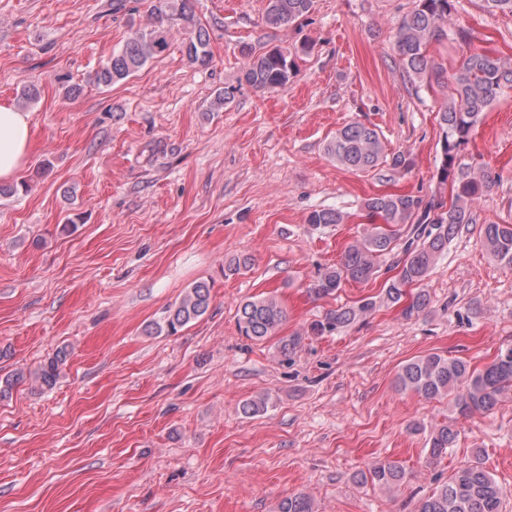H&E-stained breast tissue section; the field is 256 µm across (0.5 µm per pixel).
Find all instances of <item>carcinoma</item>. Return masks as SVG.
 <instances>
[{
  "instance_id": "cac0c4a2",
  "label": "carcinoma",
  "mask_w": 512,
  "mask_h": 512,
  "mask_svg": "<svg viewBox=\"0 0 512 512\" xmlns=\"http://www.w3.org/2000/svg\"><path fill=\"white\" fill-rule=\"evenodd\" d=\"M313 0H267L265 22L272 28H284L309 13ZM454 0H417L414 10L398 25L395 47L409 80L415 83L440 84L443 71L428 57L429 46L442 39L470 34L454 29ZM187 31L185 55L191 64L206 66L212 62L210 36L195 20L188 0H158L150 23L130 33L122 47L94 72L93 80L109 86L138 72L148 61L161 56L170 46L175 26ZM246 57L242 79L258 91L283 89L295 69L288 52L270 49L257 52L243 46ZM512 88V58L486 49L469 53L452 77L451 96L438 112L442 131L441 164L437 178L442 186L451 187V202L425 203L408 194H386L367 199L364 209L372 223L344 252L341 260L321 274L311 291L327 297L348 282L363 283L373 278L410 225L412 237L403 246L402 272L382 289V299L391 304L401 302L405 286L423 283L448 251V243L473 223V205L490 189L483 169L462 161L460 151L467 144L484 112L498 98L502 89ZM325 150L336 164L353 171H370L386 162L380 133L361 123H350L337 130ZM347 216L339 209H321L310 213L307 223L315 228L342 224ZM483 245L492 258L512 267V224H487ZM211 302L210 286L199 283L189 288L171 306L163 321L155 324L159 332L173 335L188 323L203 316ZM376 306L373 299L353 306L327 311L311 323L315 336L331 334L360 320ZM285 319V311L273 297L245 302L238 314L240 333L252 340L276 335ZM64 353L41 363L33 377L51 388L60 377ZM400 390L425 400L452 398V408L461 417L476 412H490L501 395L512 390V347L502 349L496 357L477 371L460 358L438 353L415 358L398 371ZM458 430L444 421L435 426L428 438L427 454L440 459L454 447ZM410 478L397 461H379L356 474L357 482L379 489L394 490ZM504 490L480 456L458 466L448 480L437 485L421 500L417 512H502ZM277 512H314L311 499L303 494L283 499Z\"/></svg>"
}]
</instances>
